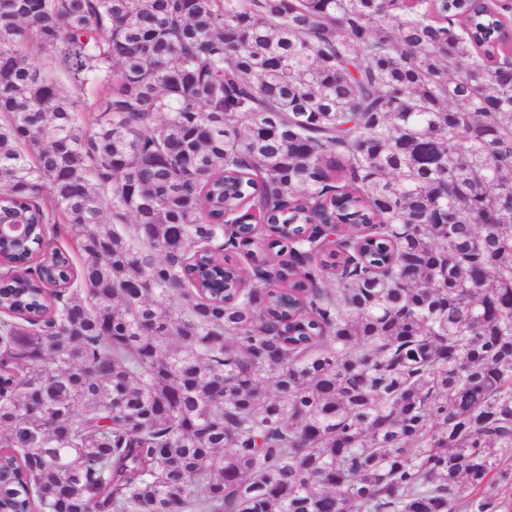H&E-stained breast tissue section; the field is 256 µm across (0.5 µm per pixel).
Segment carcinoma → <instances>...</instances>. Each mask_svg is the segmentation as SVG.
<instances>
[{"instance_id":"cac0c4a2","label":"carcinoma","mask_w":512,"mask_h":512,"mask_svg":"<svg viewBox=\"0 0 512 512\" xmlns=\"http://www.w3.org/2000/svg\"><path fill=\"white\" fill-rule=\"evenodd\" d=\"M498 22L479 0H0V212L30 228L19 278L63 285L0 281V512H458L492 483Z\"/></svg>"}]
</instances>
